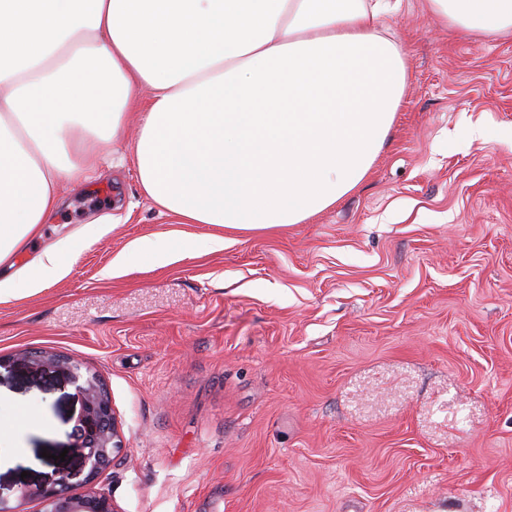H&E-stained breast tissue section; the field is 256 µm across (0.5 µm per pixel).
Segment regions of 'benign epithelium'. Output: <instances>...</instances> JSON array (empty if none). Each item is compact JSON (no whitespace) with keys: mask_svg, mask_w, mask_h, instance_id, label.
Segmentation results:
<instances>
[{"mask_svg":"<svg viewBox=\"0 0 512 512\" xmlns=\"http://www.w3.org/2000/svg\"><path fill=\"white\" fill-rule=\"evenodd\" d=\"M29 360L40 368L68 372L75 384L83 410L76 450L82 458L83 467L87 468L84 481L93 480L124 448L106 385L98 375L81 371L79 366L54 352H41ZM67 480L68 476L63 475L50 486L24 487L19 498L40 501L44 504L43 512H118L111 498L104 494L67 495L60 489Z\"/></svg>","mask_w":512,"mask_h":512,"instance_id":"7a95c632","label":"benign epithelium"}]
</instances>
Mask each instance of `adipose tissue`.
Segmentation results:
<instances>
[{"label":"adipose tissue","instance_id":"obj_1","mask_svg":"<svg viewBox=\"0 0 512 512\" xmlns=\"http://www.w3.org/2000/svg\"><path fill=\"white\" fill-rule=\"evenodd\" d=\"M448 26L512 30V0H429ZM393 0H0V302L68 273L14 258L142 94L134 163L183 224H300L368 175L407 82ZM81 44L53 64L65 40Z\"/></svg>","mask_w":512,"mask_h":512}]
</instances>
